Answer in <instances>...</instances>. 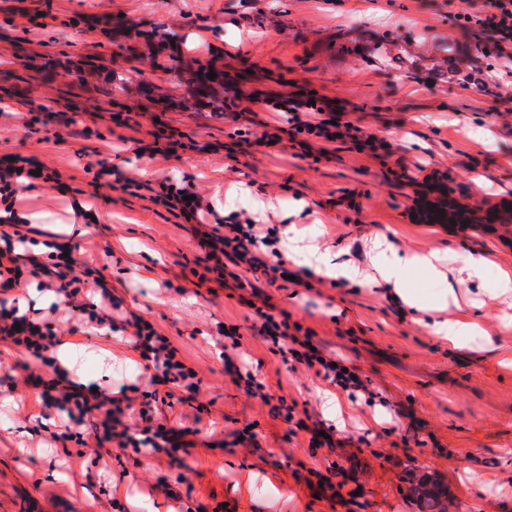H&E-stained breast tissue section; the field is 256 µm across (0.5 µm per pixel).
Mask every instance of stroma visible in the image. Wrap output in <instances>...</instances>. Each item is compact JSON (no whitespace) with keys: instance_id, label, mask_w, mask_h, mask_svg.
Segmentation results:
<instances>
[{"instance_id":"obj_1","label":"stroma","mask_w":512,"mask_h":512,"mask_svg":"<svg viewBox=\"0 0 512 512\" xmlns=\"http://www.w3.org/2000/svg\"><path fill=\"white\" fill-rule=\"evenodd\" d=\"M481 0H0V155L58 170L66 191L26 192L33 226L78 246L87 281L119 298L117 318L150 321L201 378L193 402L156 403L169 425H199L175 457L113 449L106 465L63 438L58 411L26 385V351L0 343V512H423L410 487L444 489L447 512H512V307L489 288L512 269V76L481 53L488 37L459 16ZM133 26L140 37L127 38ZM210 37L200 41V30ZM177 45H170V38ZM223 71L243 92L336 104V119L370 140L291 141L265 112L225 116L192 95L187 76ZM279 136L275 145L261 134ZM138 143H131V136ZM105 159L137 180L169 179L204 195L215 213L251 217L259 232L292 230L321 252L370 267V241L400 253L445 251L464 265L484 251L466 312L480 340L454 348L405 304L368 283L305 276L228 288L197 276L211 223L185 221L147 190L97 182ZM449 196L476 223L429 224ZM97 214L87 233L73 206ZM27 318L66 328L50 278L24 275L0 298ZM287 313L325 357L356 367L367 392L324 410V381L286 367L256 337L252 307ZM232 350L272 396H248L219 358ZM127 333L90 327L69 336L58 364L69 380L136 397L151 385ZM293 404V421L277 412ZM330 441L309 444V427Z\"/></svg>"}]
</instances>
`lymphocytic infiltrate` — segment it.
Listing matches in <instances>:
<instances>
[{
    "label": "lymphocytic infiltrate",
    "mask_w": 512,
    "mask_h": 512,
    "mask_svg": "<svg viewBox=\"0 0 512 512\" xmlns=\"http://www.w3.org/2000/svg\"><path fill=\"white\" fill-rule=\"evenodd\" d=\"M464 20L491 32L499 57L512 61V0H485L482 12L476 15L465 14ZM264 103L269 111L286 113L288 135L292 138L312 135L328 142L345 138L356 141L362 135L361 128L349 122L340 128L332 127L330 118L325 115L327 107L323 104L315 106L308 101L292 98L269 99ZM312 113L318 114V121H309L308 116ZM0 240L5 243L4 248L0 249L1 288L11 290L19 286L26 272L22 266L27 263L31 266L28 272L32 275L57 279V292L62 296L64 304L68 305L70 311H77L74 299L82 291V281L75 270V262L62 260L49 266L32 255L21 257L20 251L25 248L29 237L18 227L10 232L1 230ZM270 244L269 237L258 235L252 221L234 217L229 221L227 233L213 234L211 249L206 258L211 261L223 256L233 264L244 263L252 268L259 263L257 250ZM256 316L261 322L258 330L260 337L272 343L281 356L291 357L292 361L309 368L321 366L325 379L342 388H363V381L355 378L352 372L333 366L331 360L314 350L311 338H303L298 346H290L291 335L287 320H276L274 315L262 310L257 311ZM88 321L100 329L106 327L114 331L121 326L130 329L132 347L142 359L145 370L149 371L151 380H162L174 388L189 392L193 397L199 394L201 380L196 371L177 359V350L169 338L159 334L150 322L137 316L118 321L112 315L95 312L89 314ZM0 342L24 348L30 358L41 362L46 352L62 345L63 339L55 327L48 324L34 326L25 316L19 315L17 307L8 306L6 300L1 299ZM43 403L65 412L69 422L75 424L83 423L85 415L97 413L105 440L117 441L122 448H145L153 454L174 456L177 444L194 432L190 426L175 428L152 421L143 427L129 425L124 420L125 409L121 399L92 392L89 388L67 380L62 374L58 375L52 392L44 393Z\"/></svg>",
    "instance_id": "obj_1"
}]
</instances>
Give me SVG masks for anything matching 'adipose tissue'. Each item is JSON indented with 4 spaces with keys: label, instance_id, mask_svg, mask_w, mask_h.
<instances>
[{
    "label": "adipose tissue",
    "instance_id": "obj_1",
    "mask_svg": "<svg viewBox=\"0 0 512 512\" xmlns=\"http://www.w3.org/2000/svg\"><path fill=\"white\" fill-rule=\"evenodd\" d=\"M373 251L372 267L368 270L346 261H332L328 254L316 250L308 251L306 259L310 268L325 277L351 282L369 281L409 304L413 303L414 297L408 288L406 274L413 268L422 269L443 286L438 303L422 310V318L428 327L441 340L455 347L464 337L472 335L473 325L468 319L448 317L445 311L450 300L467 292L469 281L477 277L479 269L487 262L486 257L480 256L456 267L448 253L403 255L385 239L376 240Z\"/></svg>",
    "mask_w": 512,
    "mask_h": 512
}]
</instances>
